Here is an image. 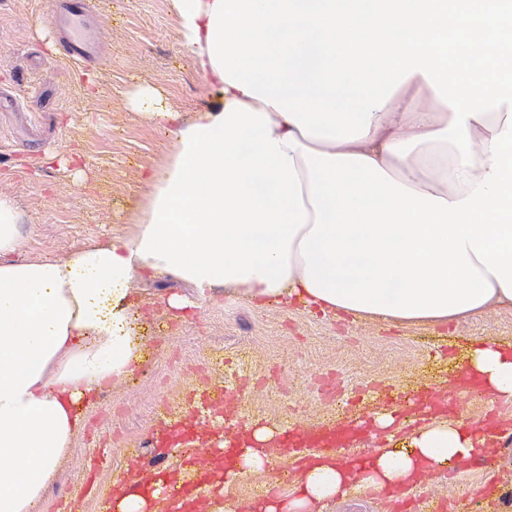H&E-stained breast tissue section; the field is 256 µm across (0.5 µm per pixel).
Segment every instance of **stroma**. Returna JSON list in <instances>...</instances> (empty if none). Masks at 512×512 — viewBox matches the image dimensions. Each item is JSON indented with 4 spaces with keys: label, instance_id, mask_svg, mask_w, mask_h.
Masks as SVG:
<instances>
[{
    "label": "stroma",
    "instance_id": "stroma-1",
    "mask_svg": "<svg viewBox=\"0 0 512 512\" xmlns=\"http://www.w3.org/2000/svg\"><path fill=\"white\" fill-rule=\"evenodd\" d=\"M94 3L105 18L104 57L85 72L55 54L53 0H0V196L14 200L22 216V259H64L131 231L145 179L171 149L169 132L132 107L138 86L154 87L186 117L220 101L185 46L169 0ZM49 152L76 164L45 163ZM132 288L145 314L147 363L83 406V425L40 512H65L71 501L75 512H100L101 496L148 478L158 455L179 475L181 454L151 442L157 401L176 417L205 390L222 387L239 425L310 429L344 420L349 398L382 408L389 394L455 390L469 337L512 342V308L505 307L431 329L342 312L326 317L297 304L260 307L220 288L202 296L183 280L147 272ZM173 293L189 300L184 313L167 310L164 299ZM455 392L449 419L477 427L495 417L506 427L492 442L490 467L474 460L448 479L434 473L417 491L450 501L491 479L497 497L512 493V403ZM298 476L284 452L264 472L232 483L227 497L236 512H247L268 491L289 493Z\"/></svg>",
    "mask_w": 512,
    "mask_h": 512
}]
</instances>
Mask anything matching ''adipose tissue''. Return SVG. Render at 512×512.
<instances>
[{"label":"adipose tissue","mask_w":512,"mask_h":512,"mask_svg":"<svg viewBox=\"0 0 512 512\" xmlns=\"http://www.w3.org/2000/svg\"><path fill=\"white\" fill-rule=\"evenodd\" d=\"M170 3L221 99L185 122L136 89L172 146L130 233L18 261L21 215L0 197V512H32L81 427L75 405L143 369L142 272L401 326L512 307V0ZM466 376L512 402V343L470 337ZM252 438L225 483L276 457L271 428ZM490 451L437 415L364 467L304 464L263 510L388 498Z\"/></svg>","instance_id":"1"}]
</instances>
